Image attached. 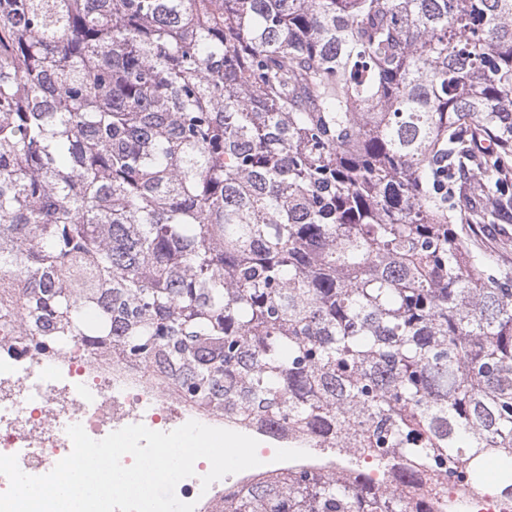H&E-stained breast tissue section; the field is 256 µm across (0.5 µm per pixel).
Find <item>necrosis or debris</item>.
Masks as SVG:
<instances>
[{
	"label": "necrosis or debris",
	"instance_id": "obj_1",
	"mask_svg": "<svg viewBox=\"0 0 512 512\" xmlns=\"http://www.w3.org/2000/svg\"><path fill=\"white\" fill-rule=\"evenodd\" d=\"M191 420L254 437L260 443L261 461L260 466L205 489L201 478L210 464L198 460L194 476L181 480L175 489L180 501L194 503L195 512H222L226 495L287 471H350L371 485L392 483L391 474L377 467L374 457L310 440L289 431L287 421L243 425L232 413L197 409L180 397L167 366L114 359L81 342L45 357L34 353L26 337L0 335V455L16 456L26 474H47L70 453V438L57 428L61 421L82 425L91 438L100 440L132 424L169 432ZM404 495L433 496L438 512H447L452 504L466 512H512V497L499 494L495 487L472 494L447 477L435 485L422 482Z\"/></svg>",
	"mask_w": 512,
	"mask_h": 512
}]
</instances>
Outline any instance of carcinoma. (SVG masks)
Masks as SVG:
<instances>
[{
  "label": "carcinoma",
  "mask_w": 512,
  "mask_h": 512,
  "mask_svg": "<svg viewBox=\"0 0 512 512\" xmlns=\"http://www.w3.org/2000/svg\"><path fill=\"white\" fill-rule=\"evenodd\" d=\"M512 0H0V306L241 421L512 496ZM432 512L286 472L224 512ZM500 223L460 224L458 229L473 252L489 257L496 270L512 272V221Z\"/></svg>",
  "instance_id": "obj_1"
}]
</instances>
